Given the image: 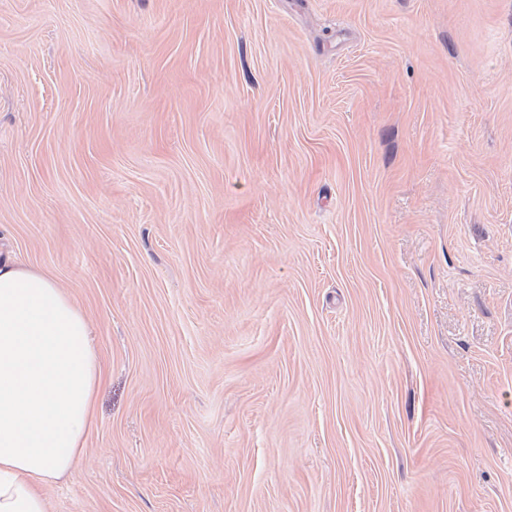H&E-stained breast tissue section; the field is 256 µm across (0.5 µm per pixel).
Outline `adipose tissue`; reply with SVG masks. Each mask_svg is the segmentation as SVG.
Returning <instances> with one entry per match:
<instances>
[{
    "label": "adipose tissue",
    "mask_w": 512,
    "mask_h": 512,
    "mask_svg": "<svg viewBox=\"0 0 512 512\" xmlns=\"http://www.w3.org/2000/svg\"><path fill=\"white\" fill-rule=\"evenodd\" d=\"M99 380L80 307L0 251V512H49L42 488L81 454Z\"/></svg>",
    "instance_id": "ef3b65f1"
}]
</instances>
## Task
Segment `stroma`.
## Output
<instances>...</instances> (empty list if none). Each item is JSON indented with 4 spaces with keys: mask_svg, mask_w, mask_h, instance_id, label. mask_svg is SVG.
<instances>
[{
    "mask_svg": "<svg viewBox=\"0 0 512 512\" xmlns=\"http://www.w3.org/2000/svg\"><path fill=\"white\" fill-rule=\"evenodd\" d=\"M0 246L102 371L50 512H512V0H0Z\"/></svg>",
    "mask_w": 512,
    "mask_h": 512,
    "instance_id": "35a3bbf8",
    "label": "stroma"
}]
</instances>
